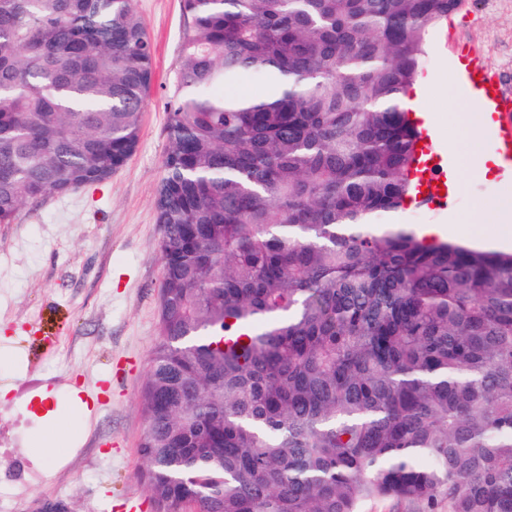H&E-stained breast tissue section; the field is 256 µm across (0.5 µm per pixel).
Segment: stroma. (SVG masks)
Segmentation results:
<instances>
[{
	"mask_svg": "<svg viewBox=\"0 0 512 512\" xmlns=\"http://www.w3.org/2000/svg\"><path fill=\"white\" fill-rule=\"evenodd\" d=\"M155 58L135 153L102 183L24 205L0 224V512H39L61 499L72 512H167L143 480L138 398L158 338L161 227L154 198L162 176L171 88L186 18L180 0H136ZM473 46L495 84L512 90V0H464L429 31L416 99L440 145L466 156L445 78L457 47ZM495 199L512 211V172L465 177L445 211L411 208L395 221L449 230L451 238L512 251L494 217L471 223ZM56 448L51 468L44 446Z\"/></svg>",
	"mask_w": 512,
	"mask_h": 512,
	"instance_id": "stroma-1",
	"label": "stroma"
}]
</instances>
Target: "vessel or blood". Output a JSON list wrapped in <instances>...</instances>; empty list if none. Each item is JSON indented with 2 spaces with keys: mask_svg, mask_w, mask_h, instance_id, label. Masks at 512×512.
Instances as JSON below:
<instances>
[{
  "mask_svg": "<svg viewBox=\"0 0 512 512\" xmlns=\"http://www.w3.org/2000/svg\"><path fill=\"white\" fill-rule=\"evenodd\" d=\"M459 57L463 62L456 74V79L463 90L483 91L485 97L497 115L493 139L504 163L512 165V113L508 112L507 105L497 95L490 77L484 75L481 69L471 65L470 60L475 51L472 47L461 46L458 49ZM447 163L439 154H431L425 164L421 181L425 187L423 202L429 209L439 211L447 209L448 195L442 194L441 188L448 183L446 175Z\"/></svg>",
  "mask_w": 512,
  "mask_h": 512,
  "instance_id": "1",
  "label": "vessel or blood"
}]
</instances>
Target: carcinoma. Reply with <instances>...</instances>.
Instances as JSON below:
<instances>
[{"label":"carcinoma","mask_w":512,"mask_h":512,"mask_svg":"<svg viewBox=\"0 0 512 512\" xmlns=\"http://www.w3.org/2000/svg\"><path fill=\"white\" fill-rule=\"evenodd\" d=\"M461 7L182 0L138 400L171 512H512V253L387 223ZM152 85L135 0H0V224L122 166Z\"/></svg>","instance_id":"carcinoma-1"}]
</instances>
